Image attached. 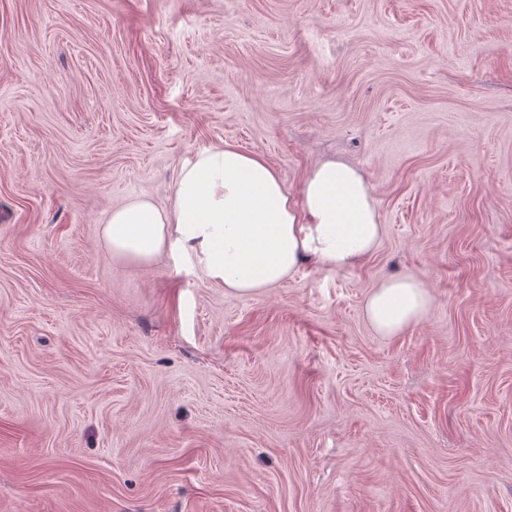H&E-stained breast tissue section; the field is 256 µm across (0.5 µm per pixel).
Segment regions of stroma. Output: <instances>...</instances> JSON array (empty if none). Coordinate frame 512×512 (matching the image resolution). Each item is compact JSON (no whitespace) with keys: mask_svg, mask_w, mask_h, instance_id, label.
I'll use <instances>...</instances> for the list:
<instances>
[{"mask_svg":"<svg viewBox=\"0 0 512 512\" xmlns=\"http://www.w3.org/2000/svg\"><path fill=\"white\" fill-rule=\"evenodd\" d=\"M227 142L363 170L377 249L255 296L114 260ZM0 512H512V0H0ZM433 296L421 280L405 275L372 288L364 304L365 316L381 336H394L421 321Z\"/></svg>","mask_w":512,"mask_h":512,"instance_id":"stroma-1","label":"stroma"}]
</instances>
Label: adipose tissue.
<instances>
[{
    "label": "adipose tissue",
    "mask_w": 512,
    "mask_h": 512,
    "mask_svg": "<svg viewBox=\"0 0 512 512\" xmlns=\"http://www.w3.org/2000/svg\"><path fill=\"white\" fill-rule=\"evenodd\" d=\"M382 234L372 185L356 166L320 162L295 195L267 159L231 143L204 149L181 168L171 207L135 199L103 228L119 260L148 265L166 252L185 256L211 283L239 295L264 292L308 259L329 270L354 268ZM432 302L425 283L405 275L372 288L364 312L378 334L394 336L421 321Z\"/></svg>",
    "instance_id": "adipose-tissue-1"
}]
</instances>
